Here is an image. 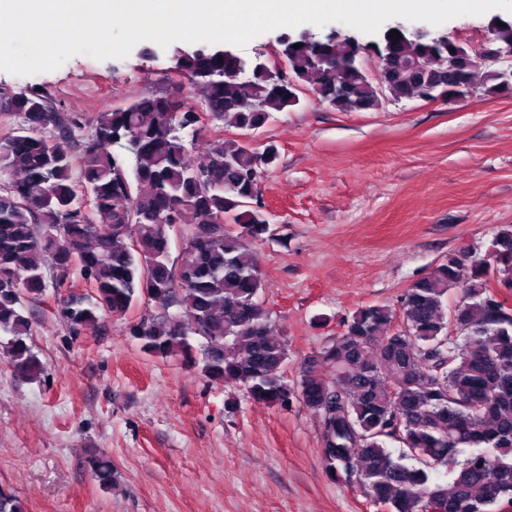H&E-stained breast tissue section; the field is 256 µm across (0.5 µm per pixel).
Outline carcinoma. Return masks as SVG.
<instances>
[{
    "mask_svg": "<svg viewBox=\"0 0 512 512\" xmlns=\"http://www.w3.org/2000/svg\"><path fill=\"white\" fill-rule=\"evenodd\" d=\"M512 46V22L491 29ZM301 47H295V44ZM285 70L273 73L230 50L178 49L174 69L201 90L214 121L256 132L309 88L338 112H374L381 95L401 101L430 88L472 85L484 96L512 93L496 70L462 63L453 40L382 34L363 43L331 33L280 38ZM378 54L377 72L360 61ZM0 113V346L13 374L33 380L44 365L27 339L23 302L76 270L91 294L61 299L58 315L76 333L148 301L155 314L129 325L141 352L179 356L204 377L286 409L298 402L320 417L321 454L332 480L358 484L379 512H503L512 503V230L497 234L490 259L450 252L414 282L396 311L361 307L301 366L290 383L288 346L260 300L262 277L249 242L270 233L259 174L276 154L217 138L190 154V104L148 93L97 114L91 132L51 111L32 90ZM180 228L191 258L170 260ZM198 345H193L191 339ZM402 445L395 455L387 442ZM99 485L112 460L91 459ZM447 470L444 483L431 479ZM0 512H25L0 488Z\"/></svg>",
    "mask_w": 512,
    "mask_h": 512,
    "instance_id": "obj_1",
    "label": "carcinoma"
}]
</instances>
